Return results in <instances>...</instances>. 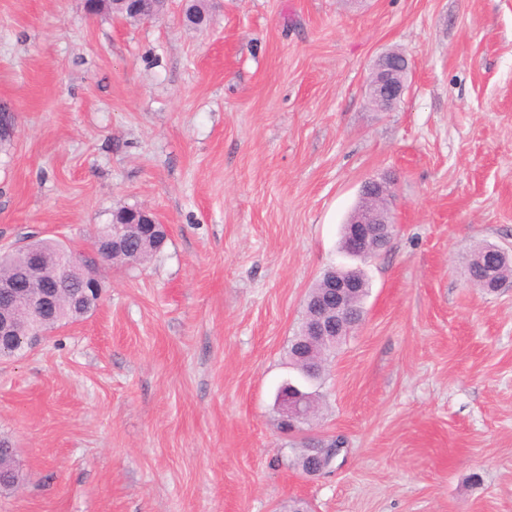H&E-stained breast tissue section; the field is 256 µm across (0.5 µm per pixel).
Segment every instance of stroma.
<instances>
[{
    "label": "stroma",
    "mask_w": 512,
    "mask_h": 512,
    "mask_svg": "<svg viewBox=\"0 0 512 512\" xmlns=\"http://www.w3.org/2000/svg\"><path fill=\"white\" fill-rule=\"evenodd\" d=\"M408 86L380 112L378 57ZM0 248L87 249L119 206L162 250L103 263L99 307L0 360V512H512V0H180L151 24L85 0H0ZM394 183L363 261L365 317L319 416L281 430L278 387L311 288L348 264L362 183ZM342 438L329 472L294 466ZM410 60L405 54L386 53L375 62L368 82V95L373 103L386 111L400 101L406 90ZM492 255H495L498 259H506L509 257L507 253L494 245L483 246L479 251L476 252L475 257L478 263H482L484 257ZM493 261H495V259L491 258L488 262L491 263ZM478 263L472 264L469 261L467 268L470 279L476 283H480V281L484 279L485 275L488 277L497 275V279L503 282H507L512 279V263L501 264L497 267H492L489 265L490 263H487L484 266H480Z\"/></svg>",
    "instance_id": "35a3bbf8"
}]
</instances>
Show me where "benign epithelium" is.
<instances>
[{
    "instance_id": "7a95c632",
    "label": "benign epithelium",
    "mask_w": 512,
    "mask_h": 512,
    "mask_svg": "<svg viewBox=\"0 0 512 512\" xmlns=\"http://www.w3.org/2000/svg\"><path fill=\"white\" fill-rule=\"evenodd\" d=\"M133 0H90L98 11L112 6V13L125 16ZM410 60L405 54L386 53L375 62L368 82V95L382 111L394 107L406 90V76ZM392 181L387 178L371 179L361 187L360 195L369 199L363 207L357 209L344 227L346 254L365 258L374 256L387 245L393 222L387 200L390 196ZM167 227L156 215L146 209H136L128 219L112 225L109 236L95 239V258L103 260L109 255L126 251L129 242L153 238L164 242ZM67 273L72 279L90 283L95 296L101 295V283L91 265L79 264L74 257L66 258ZM368 287L361 277L350 267L334 269L324 281V292L311 303L310 312L302 330L299 344L304 349L314 346L330 345L351 333L362 320V312L355 310L354 301L360 297V289ZM61 303L60 295L50 279H34L24 274L19 280L11 274L0 278V344L15 341L19 335L17 311L24 308L43 325H49L54 317L51 312ZM281 425L292 429L302 421L310 411L308 395L280 389L276 398ZM335 458L325 459L314 455L307 462L304 473L317 475L329 468Z\"/></svg>"
}]
</instances>
